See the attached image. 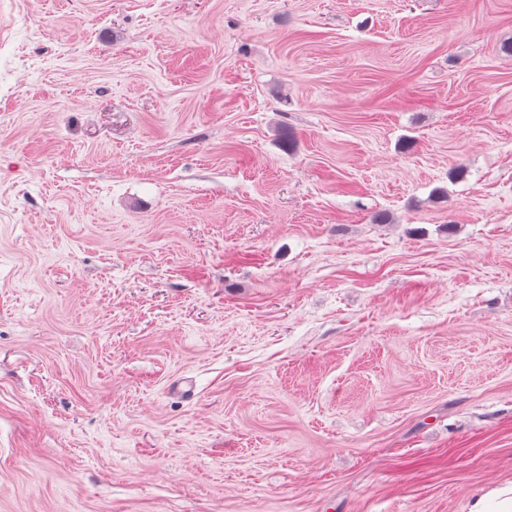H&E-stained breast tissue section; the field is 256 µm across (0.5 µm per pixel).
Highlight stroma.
Listing matches in <instances>:
<instances>
[{
	"label": "stroma",
	"instance_id": "35a3bbf8",
	"mask_svg": "<svg viewBox=\"0 0 512 512\" xmlns=\"http://www.w3.org/2000/svg\"><path fill=\"white\" fill-rule=\"evenodd\" d=\"M511 41L512 0H0V512L512 484Z\"/></svg>",
	"mask_w": 512,
	"mask_h": 512
}]
</instances>
